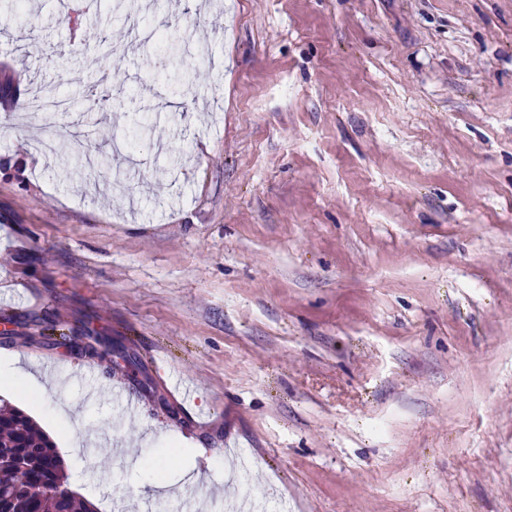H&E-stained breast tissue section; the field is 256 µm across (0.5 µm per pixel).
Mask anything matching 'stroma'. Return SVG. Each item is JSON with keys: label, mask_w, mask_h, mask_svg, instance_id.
<instances>
[{"label": "stroma", "mask_w": 512, "mask_h": 512, "mask_svg": "<svg viewBox=\"0 0 512 512\" xmlns=\"http://www.w3.org/2000/svg\"><path fill=\"white\" fill-rule=\"evenodd\" d=\"M115 2L0 36V398L98 512H512V0ZM84 323L141 367L26 340ZM48 383L43 374L24 365L18 357H14L11 365L0 366V385L6 389L22 385L45 393Z\"/></svg>", "instance_id": "35a3bbf8"}]
</instances>
